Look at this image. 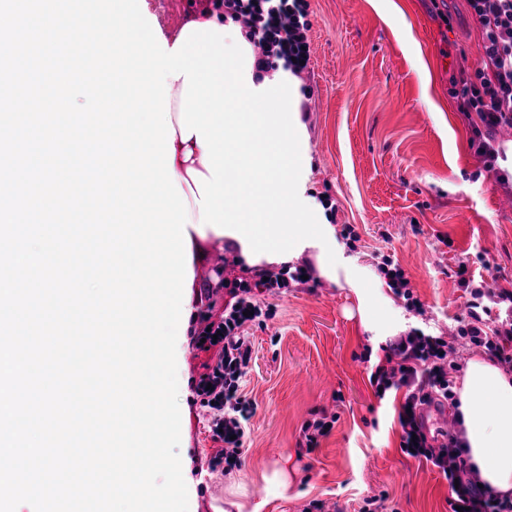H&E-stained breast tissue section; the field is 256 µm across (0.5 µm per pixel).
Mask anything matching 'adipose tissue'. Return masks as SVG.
Returning <instances> with one entry per match:
<instances>
[{"instance_id":"obj_1","label":"adipose tissue","mask_w":512,"mask_h":512,"mask_svg":"<svg viewBox=\"0 0 512 512\" xmlns=\"http://www.w3.org/2000/svg\"><path fill=\"white\" fill-rule=\"evenodd\" d=\"M457 393L474 478L491 493H512V374L488 358H471Z\"/></svg>"}]
</instances>
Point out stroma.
<instances>
[{"mask_svg": "<svg viewBox=\"0 0 512 512\" xmlns=\"http://www.w3.org/2000/svg\"><path fill=\"white\" fill-rule=\"evenodd\" d=\"M307 3L311 73L292 102L312 96L299 127L306 193L326 239L291 254L312 266L313 281L266 296L275 315L251 331L244 391L254 412L228 474L203 470L219 447L190 404L209 356L191 349L193 294L184 290L176 360L188 510L303 512L321 500L362 512L380 497L385 512H451L447 481L400 448L403 392L378 396L370 377L393 337L448 333L463 317L469 295L446 267L467 261L475 280L512 290V192L471 149L453 93L461 73L480 65V32L466 0ZM388 258L421 310L388 285ZM324 418L330 431L306 451L303 425Z\"/></svg>", "mask_w": 512, "mask_h": 512, "instance_id": "stroma-1", "label": "stroma"}]
</instances>
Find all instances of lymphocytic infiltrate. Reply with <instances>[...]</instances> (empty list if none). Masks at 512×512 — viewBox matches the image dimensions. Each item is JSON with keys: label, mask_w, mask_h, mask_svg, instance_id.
<instances>
[{"label": "lymphocytic infiltrate", "mask_w": 512, "mask_h": 512, "mask_svg": "<svg viewBox=\"0 0 512 512\" xmlns=\"http://www.w3.org/2000/svg\"><path fill=\"white\" fill-rule=\"evenodd\" d=\"M225 17L238 23L253 50L256 80H263L280 60L294 76H302L307 51L306 0H212ZM474 23L482 35V65L461 81L456 95L464 114H476L470 129V146L484 167L497 171L500 184L512 181V175L498 172L505 159L503 145L497 144L499 130L512 129V0H467ZM312 267L281 264L277 273H256L254 281L225 280L230 297L219 320L200 330L196 348L214 355L204 363L203 373L192 386L194 400L206 408L213 441L222 443L219 455L210 458L209 469L232 468L241 458L246 424L253 408L242 391V383L252 361L253 345L246 336L247 327L263 324L274 309L260 303V293L287 287L311 275ZM459 287L468 289L469 299L457 338L484 348L506 371L512 372V290L493 289L475 283L466 264L451 271ZM385 361L377 365L375 379L380 390H404L405 401L398 414L402 429L400 447L415 458L429 462L444 479L450 481V506L466 512H512V497L481 494L467 475L459 451L460 438L449 435L446 443L432 445L422 423L423 406L436 401L454 400L455 374L460 371V351L455 340L445 336H427L412 330L390 340Z\"/></svg>", "instance_id": "1"}]
</instances>
